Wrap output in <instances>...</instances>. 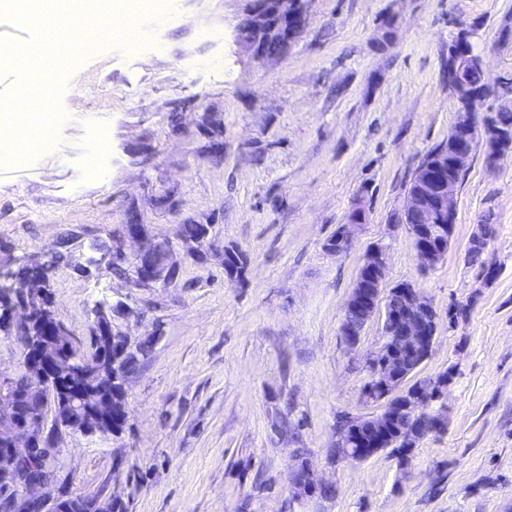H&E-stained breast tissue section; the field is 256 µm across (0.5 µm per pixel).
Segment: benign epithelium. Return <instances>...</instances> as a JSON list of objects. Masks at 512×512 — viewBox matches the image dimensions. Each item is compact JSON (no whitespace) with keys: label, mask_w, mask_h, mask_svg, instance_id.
<instances>
[{"label":"benign epithelium","mask_w":512,"mask_h":512,"mask_svg":"<svg viewBox=\"0 0 512 512\" xmlns=\"http://www.w3.org/2000/svg\"><path fill=\"white\" fill-rule=\"evenodd\" d=\"M243 17L237 25V42L250 52L253 60L262 63L284 55L307 26V15L302 0H245ZM478 35L476 28H461L455 36L458 55L474 70L484 72L482 54L473 50L472 39ZM274 42L278 50H268V42ZM458 103L456 126L463 137L453 142L451 165L463 172L469 163L472 148L469 138L474 135L475 115L471 101L476 92L456 82L448 86ZM482 139L487 153L496 155L503 143L512 137L506 131L483 122ZM423 196L407 205L414 223L407 225L414 244L419 266L423 270L437 267L447 253L443 247L444 234H453L457 220L456 182L449 178L426 175L422 180ZM448 223H441L442 218ZM365 222L363 210L356 209L348 223L341 226L333 240H326L324 251L333 255L347 251L352 245V227ZM125 237L140 243L136 267L141 281L150 285L167 283L176 268L171 252H160L157 243L148 239L143 228H132ZM388 246L373 245L366 253L362 265L345 303V310L352 311L358 323L350 327L340 325V335L352 350L357 349L366 324L377 314L382 315L383 343L378 350L366 357L374 390L368 399L382 403L379 413L371 416L378 421L391 414V408L400 407L418 416L422 411L440 401L447 389L446 381L437 383L433 390L401 388L400 361L405 354H419L427 360L432 354L439 331V317L432 301L423 295L413 283L403 282L383 293L388 272ZM32 309L19 306L0 318L8 323V329L24 338L32 349L25 361L29 377L28 387L19 390L16 379L0 376V435L9 441L0 450V474L16 473L31 449L53 439L45 432L48 408L56 407L59 395H64L69 419L65 422L53 419V426L79 431L84 434L104 432L103 422L112 419V407L95 386L101 384V366L105 358L90 351H76L66 343L71 336L68 327L53 319L43 328L40 336L27 335ZM93 335L102 337L112 351L123 356L131 345L127 337L112 331V326L98 324ZM389 432L382 426L368 447L349 451L343 459L363 462L381 448L388 446ZM56 475L55 464H50L46 478L21 480L25 494L17 498L16 512H54L58 499H48L37 490L52 482ZM290 480L296 495L316 497V491L324 483L316 478L309 464L304 462L291 471Z\"/></svg>","instance_id":"1"}]
</instances>
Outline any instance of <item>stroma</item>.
<instances>
[{
    "instance_id": "stroma-1",
    "label": "stroma",
    "mask_w": 512,
    "mask_h": 512,
    "mask_svg": "<svg viewBox=\"0 0 512 512\" xmlns=\"http://www.w3.org/2000/svg\"><path fill=\"white\" fill-rule=\"evenodd\" d=\"M309 23L256 63L236 41L244 0H176L142 19L149 46L105 40L50 75L56 139L0 168V262L65 260L50 276L57 320L88 346L98 310L153 349L131 375L119 435L60 430L51 497L115 499L124 512H512V153L488 165L476 141L456 190L444 261L415 260L395 223L425 154L447 142L456 104L448 39L475 25L489 83L512 77V0H305ZM350 250L323 249L357 207ZM496 275L469 264L484 216ZM167 241L171 284L139 285L129 219ZM183 224L210 227L194 252ZM389 247L387 286L415 283L442 326L419 377L451 371L446 428L400 472L388 451L332 456L346 417L372 416L366 353L343 342L344 305L370 246ZM246 252L224 276L225 246ZM122 272H115V265ZM466 307L447 326L450 304ZM308 461L336 488L294 494Z\"/></svg>"
}]
</instances>
